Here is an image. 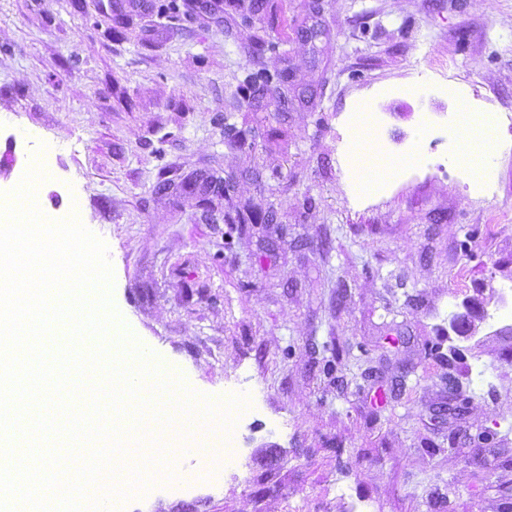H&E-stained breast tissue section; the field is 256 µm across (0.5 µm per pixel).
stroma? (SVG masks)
Returning a JSON list of instances; mask_svg holds the SVG:
<instances>
[{
    "label": "stroma",
    "instance_id": "obj_1",
    "mask_svg": "<svg viewBox=\"0 0 512 512\" xmlns=\"http://www.w3.org/2000/svg\"><path fill=\"white\" fill-rule=\"evenodd\" d=\"M486 119L512 123V0H0V193L51 146L37 205H79L132 334L250 399L238 469L168 452L193 487L127 512H512V132Z\"/></svg>",
    "mask_w": 512,
    "mask_h": 512
}]
</instances>
